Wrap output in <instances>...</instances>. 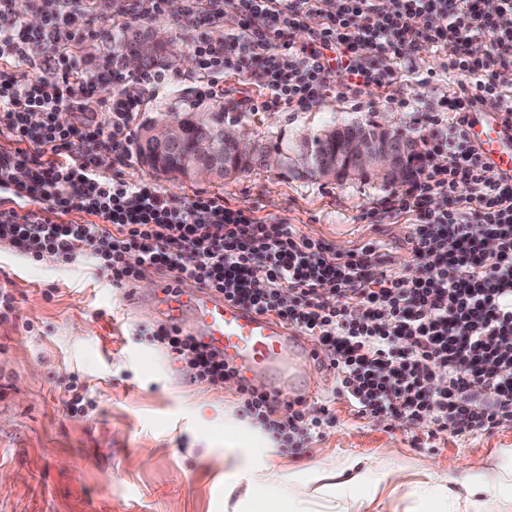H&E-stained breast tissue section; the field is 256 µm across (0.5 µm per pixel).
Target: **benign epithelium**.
<instances>
[{"instance_id": "7a95c632", "label": "benign epithelium", "mask_w": 512, "mask_h": 512, "mask_svg": "<svg viewBox=\"0 0 512 512\" xmlns=\"http://www.w3.org/2000/svg\"><path fill=\"white\" fill-rule=\"evenodd\" d=\"M168 43L169 36L164 32L154 30L138 33L136 46L127 53L125 65L134 69L142 67L146 60L156 57ZM197 116L203 119L206 113L190 112L181 117L148 123L147 142L143 143L147 164H156L161 155L179 145L185 127L194 122ZM203 131L206 133L207 149L187 163V172L192 180L216 179L227 172H235L243 165L256 163L282 173L305 174L309 170H316L325 179L375 176L388 182H398L408 177L406 160L419 155L420 151L417 138L405 135L395 139L392 129L378 123H369L342 137L344 166L334 159L319 158L314 152L312 140L305 136L301 138L298 149L275 152L250 138L242 139L227 126H205ZM216 143L230 147V156L215 148Z\"/></svg>"}]
</instances>
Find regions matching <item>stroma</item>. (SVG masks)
I'll list each match as a JSON object with an SVG mask.
<instances>
[{"instance_id": "1", "label": "stroma", "mask_w": 512, "mask_h": 512, "mask_svg": "<svg viewBox=\"0 0 512 512\" xmlns=\"http://www.w3.org/2000/svg\"><path fill=\"white\" fill-rule=\"evenodd\" d=\"M141 28L172 32L179 51L166 61L160 88L129 82L143 97L136 125L183 112L223 109L224 123L269 145L324 126L353 121L380 123L417 135L446 83L444 55L414 56L396 66L385 89L342 96V78L326 77L328 92L305 112H252L241 104L237 78L220 94L201 98L202 75L188 60L190 31L169 16L141 21ZM431 85H422L424 77ZM408 107H399V99ZM112 174L147 179L168 195L223 194L260 217L287 219L301 234L342 250L372 241L385 244L395 267H415L404 250L410 226L385 212L393 186L379 178L311 180L258 167L224 179L189 181L157 174L138 156L113 161ZM143 301L130 302L93 258L71 264L35 262L0 245V289L12 294L15 312L0 320V512H252L255 501L275 497L266 484H249L253 467L294 475L296 499L309 512H424V496L437 498L443 478L464 480L482 463L512 453V426L490 433L447 431L428 439L399 420L380 425L337 404L336 425L323 428L298 455L224 432V411L239 404V384L220 389L190 381L184 361L157 346L159 323L147 301L152 286L136 281ZM79 382L84 411L68 407V387ZM403 468L406 486L390 470ZM364 474L367 487L356 504L341 491L313 494L323 470Z\"/></svg>"}]
</instances>
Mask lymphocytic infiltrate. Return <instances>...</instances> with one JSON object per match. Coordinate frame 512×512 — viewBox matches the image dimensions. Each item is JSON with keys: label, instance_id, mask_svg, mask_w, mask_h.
I'll return each mask as SVG.
<instances>
[{"label": "lymphocytic infiltrate", "instance_id": "f902f5d3", "mask_svg": "<svg viewBox=\"0 0 512 512\" xmlns=\"http://www.w3.org/2000/svg\"><path fill=\"white\" fill-rule=\"evenodd\" d=\"M51 3L35 28L28 5L0 0V136L13 143L0 149V189L17 203L0 209L1 243L36 262L90 254L116 288L137 281L134 253L160 273L286 320L320 348L319 368L359 417L400 416L431 438L512 426V185L491 173L464 122L441 118L465 112L471 98L512 113V86L499 80L512 69V0L492 13L482 0H338L330 13L326 0H185L177 20L196 33L188 57L199 72L261 75L270 97L251 101L256 112L308 109L332 71L354 95L387 88L398 61L453 47L449 89L428 118L431 149L447 151L448 167L416 166L388 201L410 222L408 253L432 271L422 281L385 265L380 243L341 250L220 195L179 200L150 181L107 176L95 145L108 136L113 156L128 157L142 101L123 89L129 76L97 4ZM228 9L241 28L231 39L213 31ZM321 12L323 26L306 30ZM89 40L108 52L95 70L82 52ZM33 45L40 58L30 57ZM63 112L71 123L60 122ZM462 185L468 196L458 195ZM30 202L36 210L18 212ZM74 212L86 222L70 221ZM153 340L183 356L194 383L215 389L233 376L181 330L159 325ZM240 391L242 416L296 454L337 420L327 403L299 401L282 414L267 389Z\"/></svg>", "mask_w": 512, "mask_h": 512}]
</instances>
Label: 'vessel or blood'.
I'll return each instance as SVG.
<instances>
[{
	"instance_id": "obj_1",
	"label": "vessel or blood",
	"mask_w": 512,
	"mask_h": 512,
	"mask_svg": "<svg viewBox=\"0 0 512 512\" xmlns=\"http://www.w3.org/2000/svg\"><path fill=\"white\" fill-rule=\"evenodd\" d=\"M469 130L492 174L512 183V115L474 104ZM166 325L193 336L240 376L267 374L281 402L306 399L315 348L276 317L224 301L209 289L163 277L148 297Z\"/></svg>"
}]
</instances>
